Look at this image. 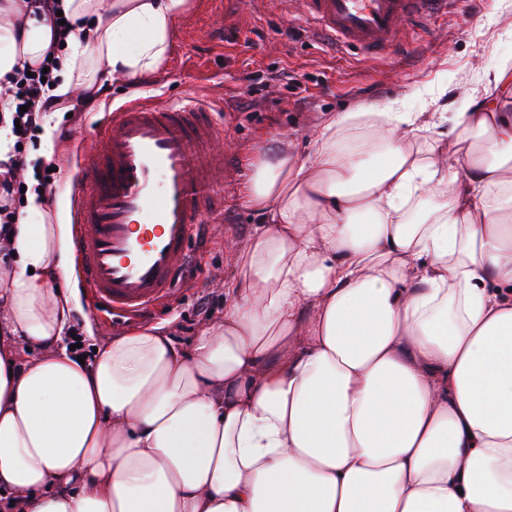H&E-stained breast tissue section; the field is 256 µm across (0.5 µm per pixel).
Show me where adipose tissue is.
I'll list each match as a JSON object with an SVG mask.
<instances>
[{"label": "adipose tissue", "mask_w": 512, "mask_h": 512, "mask_svg": "<svg viewBox=\"0 0 512 512\" xmlns=\"http://www.w3.org/2000/svg\"><path fill=\"white\" fill-rule=\"evenodd\" d=\"M52 93L167 62L189 0H59ZM23 28H16V20ZM50 18L0 0L2 94ZM330 114L248 166L264 220L191 352L158 327L78 361L72 225L26 190L0 230V512H512V102Z\"/></svg>", "instance_id": "obj_1"}]
</instances>
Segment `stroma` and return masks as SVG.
Segmentation results:
<instances>
[{"label":"stroma","mask_w":512,"mask_h":512,"mask_svg":"<svg viewBox=\"0 0 512 512\" xmlns=\"http://www.w3.org/2000/svg\"><path fill=\"white\" fill-rule=\"evenodd\" d=\"M404 42L402 52L382 59L332 52L310 32L297 0L285 10L265 0L257 13L249 0H192L165 67L136 88L111 83L116 106L192 94L223 105L224 146L235 153L224 183V221L213 227L197 283L178 289L145 325L165 326L187 352L203 324L223 315L222 279L234 274L227 256L261 221L242 200L246 165L272 138L293 140L306 159L314 151V130L334 112L393 102L410 112L462 111L467 98L485 97L484 72L512 61V0H472L410 28ZM98 118L84 112L60 120L54 140L59 181L47 198L53 213L69 214L76 149Z\"/></svg>","instance_id":"obj_1"}]
</instances>
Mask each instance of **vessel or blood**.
Instances as JSON below:
<instances>
[{
  "label": "vessel or blood",
  "instance_id": "vessel-or-blood-1",
  "mask_svg": "<svg viewBox=\"0 0 512 512\" xmlns=\"http://www.w3.org/2000/svg\"><path fill=\"white\" fill-rule=\"evenodd\" d=\"M468 0H302L315 32L334 45L385 58L406 29ZM222 110L187 96L104 112L93 159L70 172L73 249L94 310L136 319L186 285L199 230L224 221V178L233 159L218 150Z\"/></svg>",
  "mask_w": 512,
  "mask_h": 512
}]
</instances>
